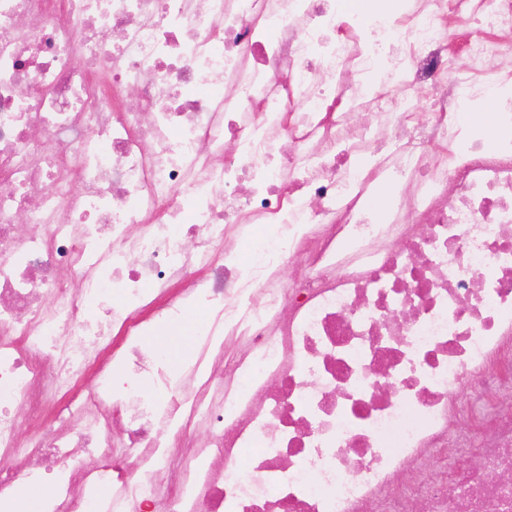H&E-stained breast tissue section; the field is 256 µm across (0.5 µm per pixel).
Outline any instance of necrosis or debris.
<instances>
[{"label": "necrosis or debris", "instance_id": "4bbe7bcc", "mask_svg": "<svg viewBox=\"0 0 512 512\" xmlns=\"http://www.w3.org/2000/svg\"><path fill=\"white\" fill-rule=\"evenodd\" d=\"M403 3L0 0V495L36 458L47 512H512V121L448 109L512 112V0ZM200 302L196 364L127 338L114 400V328ZM475 122L477 123L485 143L488 147H493L497 134V113L499 112V105L495 101L490 104L486 98L474 102L471 106ZM266 233L263 226H258L254 230V234L250 239L240 241L238 238L230 241L224 246V250L231 253L232 258L236 261L239 268L246 270L252 262L249 260V246L256 241L257 238L264 236Z\"/></svg>", "mask_w": 512, "mask_h": 512}]
</instances>
